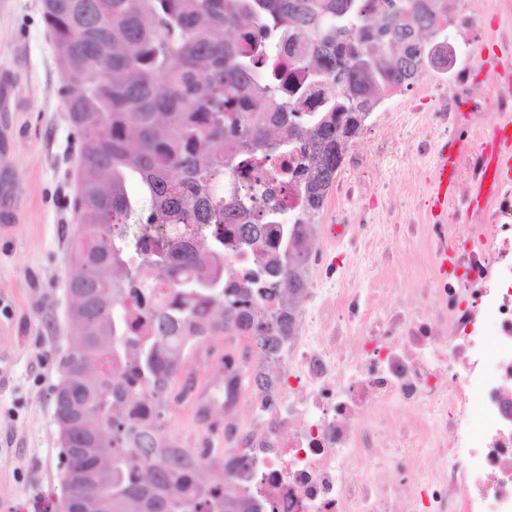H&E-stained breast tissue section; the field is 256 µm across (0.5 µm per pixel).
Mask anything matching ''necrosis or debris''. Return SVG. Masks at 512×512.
<instances>
[{
	"instance_id": "necrosis-or-debris-1",
	"label": "necrosis or debris",
	"mask_w": 512,
	"mask_h": 512,
	"mask_svg": "<svg viewBox=\"0 0 512 512\" xmlns=\"http://www.w3.org/2000/svg\"><path fill=\"white\" fill-rule=\"evenodd\" d=\"M512 0H448V63L425 66V84L384 88L377 112L429 102V124L449 129L472 103L465 53L485 11ZM385 122L367 150L348 147L337 198H352L369 157L393 150ZM462 182L483 191L468 224H425L406 213L403 232L432 243L439 259L414 285L425 305L383 302L364 316L358 289L333 303L308 286L293 336L269 357L248 340L224 342V389L193 366L179 375L168 409L220 402L221 432L244 460L262 512H512V177L480 153L460 157ZM362 332L345 339L353 323ZM398 408L418 410L401 422ZM481 424H474L473 413Z\"/></svg>"
}]
</instances>
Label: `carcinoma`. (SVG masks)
Returning a JSON list of instances; mask_svg holds the SVG:
<instances>
[{
    "label": "carcinoma",
    "instance_id": "obj_1",
    "mask_svg": "<svg viewBox=\"0 0 512 512\" xmlns=\"http://www.w3.org/2000/svg\"><path fill=\"white\" fill-rule=\"evenodd\" d=\"M64 73L60 95L80 141L74 200L78 227L69 242L67 287L87 306L71 321L76 349L62 350L76 433L89 440L82 479L97 512H261L246 487L225 490L238 458L219 453L204 481L189 451L167 432L162 395L187 351L228 332L267 355L291 335L305 293L307 249L301 235L319 213L342 163L348 118H365L373 88L401 85L418 63L440 64L431 36L441 16L417 0H43ZM278 40L313 45L301 59L320 107L293 121L267 120L280 90ZM387 42V67H356L362 42ZM297 148L304 206L290 212L269 201L275 188L249 181ZM237 182L234 197L215 187ZM150 203L136 241L124 224L133 213L130 183ZM262 255L238 283L224 280V249ZM155 280L172 292L149 306L152 332L133 336L124 302ZM271 311L272 319L255 318ZM129 358L132 392L112 359Z\"/></svg>",
    "mask_w": 512,
    "mask_h": 512
}]
</instances>
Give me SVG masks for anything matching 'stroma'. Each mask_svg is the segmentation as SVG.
Wrapping results in <instances>:
<instances>
[{
  "label": "stroma",
  "instance_id": "stroma-1",
  "mask_svg": "<svg viewBox=\"0 0 512 512\" xmlns=\"http://www.w3.org/2000/svg\"><path fill=\"white\" fill-rule=\"evenodd\" d=\"M42 12L43 0H0V213L14 214L0 221V334L12 339L0 356V512H47L62 494L53 390L70 330L68 241L77 226L79 150ZM438 163L434 152L373 159L365 200L340 206L328 194L311 229L336 267L337 288L358 287L367 316L377 314L386 290L411 301L414 279L426 272L404 265L429 248L405 238L403 212L388 214L387 206L396 195L436 223ZM388 247L398 263L382 261Z\"/></svg>",
  "mask_w": 512,
  "mask_h": 512
}]
</instances>
